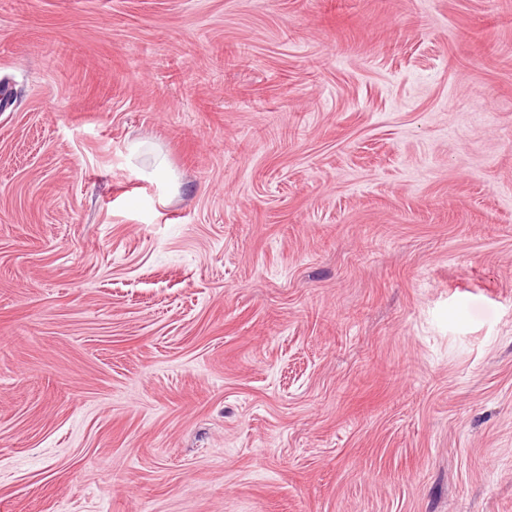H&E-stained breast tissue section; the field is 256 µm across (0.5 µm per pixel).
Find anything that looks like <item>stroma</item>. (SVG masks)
<instances>
[{"instance_id": "stroma-1", "label": "stroma", "mask_w": 512, "mask_h": 512, "mask_svg": "<svg viewBox=\"0 0 512 512\" xmlns=\"http://www.w3.org/2000/svg\"><path fill=\"white\" fill-rule=\"evenodd\" d=\"M0 512H512V0H0Z\"/></svg>"}]
</instances>
